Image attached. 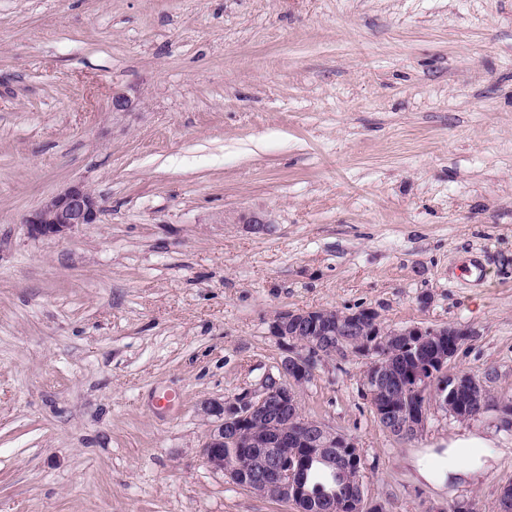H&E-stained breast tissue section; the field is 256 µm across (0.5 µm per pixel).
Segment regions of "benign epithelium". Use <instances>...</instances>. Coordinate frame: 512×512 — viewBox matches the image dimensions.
I'll return each instance as SVG.
<instances>
[{
    "instance_id": "7a95c632",
    "label": "benign epithelium",
    "mask_w": 512,
    "mask_h": 512,
    "mask_svg": "<svg viewBox=\"0 0 512 512\" xmlns=\"http://www.w3.org/2000/svg\"><path fill=\"white\" fill-rule=\"evenodd\" d=\"M100 213L98 196L86 185L72 183L30 211L25 224L34 237L63 238L79 226L97 223ZM239 223L263 233L269 221L253 212L241 215ZM354 332L395 337L405 348L415 350L413 366L403 374L382 358L371 359L366 367L362 384L372 388V408L385 421L387 432L404 438L423 433L430 406H406L400 411L392 396L414 394L429 384L439 385V403L445 409L453 401L474 419L488 408L491 392L484 381L469 372L443 376L460 348V337L469 335L461 327H389L371 307L285 311L270 324L271 335L286 352L276 371L267 373L254 389L202 405L203 413L214 418L203 444L208 466L248 490L262 479L264 498L273 502L283 498L291 512H307V460L291 461L283 449H352L357 444L351 436L305 416L298 388L311 380L320 364L341 355L334 345L336 337ZM290 424L295 429H288ZM347 505L353 512L384 510L381 502H365L361 487L353 491Z\"/></svg>"
}]
</instances>
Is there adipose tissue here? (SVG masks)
I'll return each instance as SVG.
<instances>
[{
	"mask_svg": "<svg viewBox=\"0 0 512 512\" xmlns=\"http://www.w3.org/2000/svg\"><path fill=\"white\" fill-rule=\"evenodd\" d=\"M486 439L479 434L465 433L455 438L450 450L435 455L433 461L413 460L412 466L418 479L437 486L445 487L448 481L468 477L476 468L471 451L485 447Z\"/></svg>",
	"mask_w": 512,
	"mask_h": 512,
	"instance_id": "obj_1",
	"label": "adipose tissue"
}]
</instances>
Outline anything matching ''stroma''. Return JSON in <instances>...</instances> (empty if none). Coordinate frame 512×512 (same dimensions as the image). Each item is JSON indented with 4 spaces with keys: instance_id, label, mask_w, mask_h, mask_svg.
Segmentation results:
<instances>
[{
    "instance_id": "35a3bbf8",
    "label": "stroma",
    "mask_w": 512,
    "mask_h": 512,
    "mask_svg": "<svg viewBox=\"0 0 512 512\" xmlns=\"http://www.w3.org/2000/svg\"><path fill=\"white\" fill-rule=\"evenodd\" d=\"M76 182L99 222L32 237ZM322 307L468 330L449 368L495 396L474 420L391 435L363 356L298 393L386 512H491L512 481V0H0V512H287L206 465L201 405L276 369V314ZM465 432L490 468L417 481Z\"/></svg>"
}]
</instances>
